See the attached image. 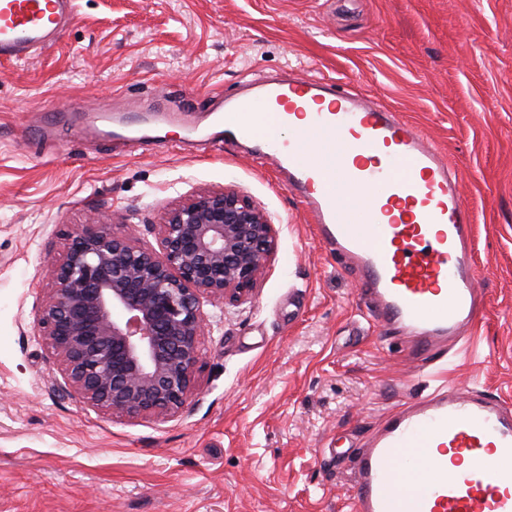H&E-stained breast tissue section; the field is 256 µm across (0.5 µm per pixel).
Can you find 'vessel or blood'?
Listing matches in <instances>:
<instances>
[{
    "label": "vessel or blood",
    "mask_w": 512,
    "mask_h": 512,
    "mask_svg": "<svg viewBox=\"0 0 512 512\" xmlns=\"http://www.w3.org/2000/svg\"><path fill=\"white\" fill-rule=\"evenodd\" d=\"M77 0H0V60L56 42ZM197 148L251 144L299 198L320 243L358 273L373 322L429 352L458 343L481 301L457 170L397 111L290 73L221 98ZM493 449L470 473L448 451ZM352 512H512V403L444 385L388 414L353 464Z\"/></svg>",
    "instance_id": "1"
}]
</instances>
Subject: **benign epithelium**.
<instances>
[{"mask_svg":"<svg viewBox=\"0 0 512 512\" xmlns=\"http://www.w3.org/2000/svg\"><path fill=\"white\" fill-rule=\"evenodd\" d=\"M161 251L134 245L95 216L48 265L39 326L65 385L126 417L178 412L192 394L200 299L238 301L275 248L264 212L237 191L197 194L158 224Z\"/></svg>","mask_w":512,"mask_h":512,"instance_id":"7a95c632","label":"benign epithelium"}]
</instances>
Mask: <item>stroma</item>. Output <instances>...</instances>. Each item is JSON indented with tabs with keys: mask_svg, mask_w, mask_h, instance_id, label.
Segmentation results:
<instances>
[{
	"mask_svg": "<svg viewBox=\"0 0 512 512\" xmlns=\"http://www.w3.org/2000/svg\"><path fill=\"white\" fill-rule=\"evenodd\" d=\"M295 71L400 112L461 174L484 302L469 352L406 355L273 166L147 117ZM76 118L50 123L53 106ZM235 188L276 239L247 299L203 300L192 397L127 418L65 389L38 318L89 214L159 249L161 213ZM448 383L512 400V0H78L0 61V512H347L353 449Z\"/></svg>",
	"mask_w": 512,
	"mask_h": 512,
	"instance_id": "1",
	"label": "stroma"
}]
</instances>
